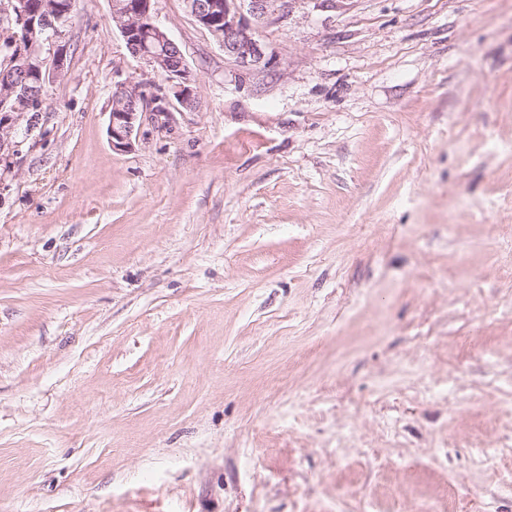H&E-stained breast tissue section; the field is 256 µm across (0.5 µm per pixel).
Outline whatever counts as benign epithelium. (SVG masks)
I'll return each instance as SVG.
<instances>
[{
    "label": "benign epithelium",
    "instance_id": "obj_1",
    "mask_svg": "<svg viewBox=\"0 0 512 512\" xmlns=\"http://www.w3.org/2000/svg\"><path fill=\"white\" fill-rule=\"evenodd\" d=\"M152 0H112V19L128 52L164 76L166 88L150 83H121L112 92L119 104L109 113L108 136L112 148L124 151L144 124L168 130L173 102L189 106L193 90L189 67L168 32L151 18ZM288 0H186L196 21L207 29L236 66L264 71L275 54L259 29ZM73 7L67 0H3L0 21L9 41L0 62V157L16 146L13 133L25 110H42L47 84L61 76L66 64V34ZM55 47L52 60L43 57L45 44Z\"/></svg>",
    "mask_w": 512,
    "mask_h": 512
}]
</instances>
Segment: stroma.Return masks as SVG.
<instances>
[{
  "mask_svg": "<svg viewBox=\"0 0 512 512\" xmlns=\"http://www.w3.org/2000/svg\"><path fill=\"white\" fill-rule=\"evenodd\" d=\"M114 150L77 0L0 159V512H512V0H292Z\"/></svg>",
  "mask_w": 512,
  "mask_h": 512,
  "instance_id": "35a3bbf8",
  "label": "stroma"
}]
</instances>
